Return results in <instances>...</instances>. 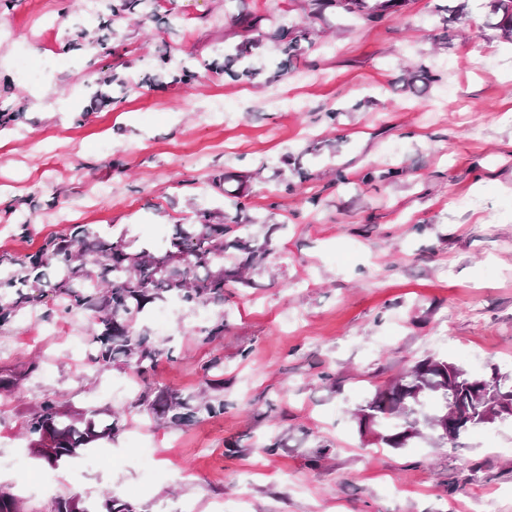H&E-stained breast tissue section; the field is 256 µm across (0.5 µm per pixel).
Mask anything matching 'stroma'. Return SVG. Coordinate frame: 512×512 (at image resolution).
Instances as JSON below:
<instances>
[{"instance_id": "obj_1", "label": "stroma", "mask_w": 512, "mask_h": 512, "mask_svg": "<svg viewBox=\"0 0 512 512\" xmlns=\"http://www.w3.org/2000/svg\"><path fill=\"white\" fill-rule=\"evenodd\" d=\"M489 17L490 0H407L371 24L312 0L0 8V256L73 224L152 246L237 203L245 237L271 239L223 305H179L164 332L139 321L165 389L198 395L223 356L220 418L173 429L118 396L134 368L89 362V316L42 305L0 328V371L21 376L0 391V458L27 464L0 488L23 512L135 485L151 512H512L511 420L391 449L354 416L427 356L512 372V40ZM283 31L307 34L295 56ZM48 54L61 66L26 81L18 58ZM46 395L124 412L94 445L105 465L75 477L32 454L23 426ZM274 435L286 446L266 453Z\"/></svg>"}]
</instances>
